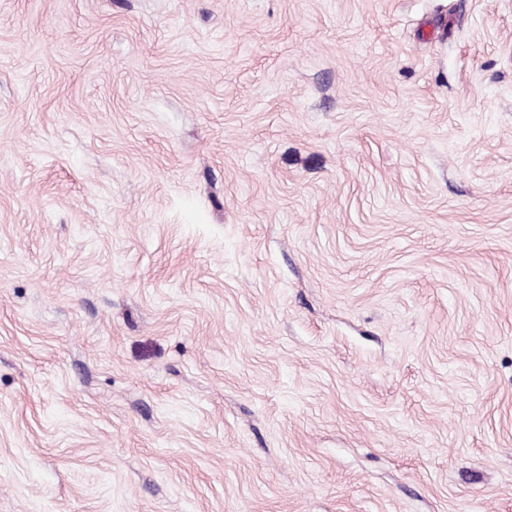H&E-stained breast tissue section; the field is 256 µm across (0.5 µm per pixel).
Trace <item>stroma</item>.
<instances>
[{
	"instance_id": "stroma-1",
	"label": "stroma",
	"mask_w": 512,
	"mask_h": 512,
	"mask_svg": "<svg viewBox=\"0 0 512 512\" xmlns=\"http://www.w3.org/2000/svg\"><path fill=\"white\" fill-rule=\"evenodd\" d=\"M0 512H512V0H0Z\"/></svg>"
}]
</instances>
